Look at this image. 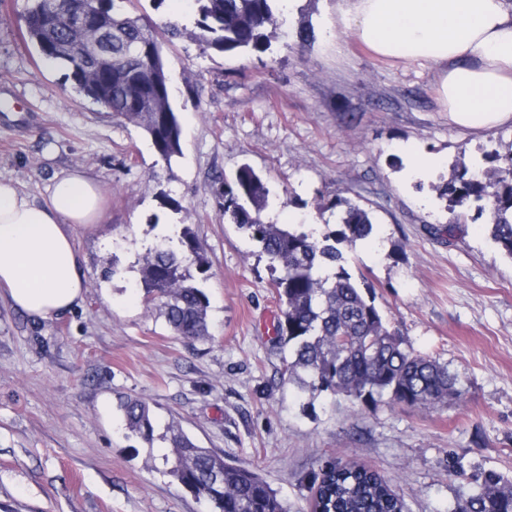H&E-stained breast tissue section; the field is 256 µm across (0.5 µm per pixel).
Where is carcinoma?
Listing matches in <instances>:
<instances>
[{
	"instance_id": "cac0c4a2",
	"label": "carcinoma",
	"mask_w": 512,
	"mask_h": 512,
	"mask_svg": "<svg viewBox=\"0 0 512 512\" xmlns=\"http://www.w3.org/2000/svg\"><path fill=\"white\" fill-rule=\"evenodd\" d=\"M132 0H29L22 15L25 38L47 62L68 71L79 95L104 106L114 120L143 130L165 162L181 152V127L171 102L164 70L163 44L182 36L177 21L157 23L129 10ZM195 39L203 51H253L270 46L283 0H192ZM112 33V67L102 66L88 46L102 31ZM493 166L463 167L435 187L446 200L448 225L465 220L460 207L475 203L486 217L492 236L512 257V153L490 156ZM268 190L255 171L244 165L232 182L224 183L220 207L238 228L260 244L272 272L282 317L277 335L288 344L286 371L299 391L313 396L328 392L361 402L383 397L410 406L435 409L457 394V377L448 365L408 349L391 330L374 297L366 295L341 265V241L364 239L373 223L369 212L337 198L328 208H342L339 232L318 238L311 231L291 230L263 219ZM180 249L165 244L148 249L141 269L146 302L161 300L160 312L175 335L184 339L210 336L208 300L189 283L184 264L205 258L196 238L184 228ZM338 271L328 274L326 267ZM126 428L151 448L156 439L168 442L169 474L208 507V512H288V505L254 470L224 461L214 450L200 447L188 435L165 426L155 436L149 403L127 397L121 403ZM470 479L475 492L460 500L453 512H512V479L494 470H478ZM318 512H403L404 502L377 472L364 466L326 460L310 482Z\"/></svg>"
}]
</instances>
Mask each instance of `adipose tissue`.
Instances as JSON below:
<instances>
[{
    "mask_svg": "<svg viewBox=\"0 0 512 512\" xmlns=\"http://www.w3.org/2000/svg\"><path fill=\"white\" fill-rule=\"evenodd\" d=\"M340 35L435 67L449 126H512V0H347ZM104 216L101 185L85 171L55 174L40 200L0 180V285L9 304L42 320L78 306L85 287L74 235Z\"/></svg>",
    "mask_w": 512,
    "mask_h": 512,
    "instance_id": "adipose-tissue-1",
    "label": "adipose tissue"
}]
</instances>
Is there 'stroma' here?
I'll return each mask as SVG.
<instances>
[{
  "label": "stroma",
  "mask_w": 512,
  "mask_h": 512,
  "mask_svg": "<svg viewBox=\"0 0 512 512\" xmlns=\"http://www.w3.org/2000/svg\"><path fill=\"white\" fill-rule=\"evenodd\" d=\"M25 5L0 0V179L41 198L56 172L82 168L106 217L75 235L86 289L72 311L36 320L0 288V512H204L163 461L148 464L126 396L254 469L290 512H310L308 482L331 457L375 470L405 512H451L474 470L512 476V257L485 219L443 233L434 190L483 153L511 152V126L450 129L434 69L339 39L344 0H289L266 52L165 44L182 129L167 163L22 38ZM409 145L438 157L427 178L409 176ZM245 163L269 190L266 221L321 235L339 228L330 200L370 212L372 233L340 243L343 266L407 346L457 374L459 397L434 410L298 395L268 260L218 205ZM177 224L206 257L188 266L209 299L204 340L174 335L138 287L147 249Z\"/></svg>",
  "instance_id": "1"
}]
</instances>
